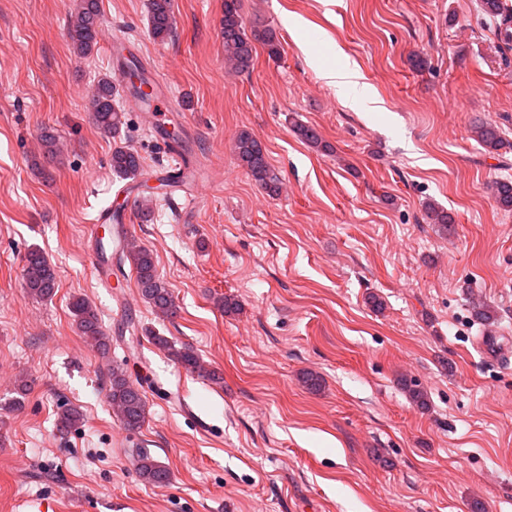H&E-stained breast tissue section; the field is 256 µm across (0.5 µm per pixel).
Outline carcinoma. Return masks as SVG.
Segmentation results:
<instances>
[{"mask_svg":"<svg viewBox=\"0 0 512 512\" xmlns=\"http://www.w3.org/2000/svg\"><path fill=\"white\" fill-rule=\"evenodd\" d=\"M149 34L164 42L175 33V19L172 0H148ZM481 11L495 21L496 29L505 23L512 25V8L504 0H480ZM101 10L99 0H74L70 13L67 37L77 56L89 55L97 45ZM221 33L224 39V66L233 73L249 71L254 66V41L260 40L266 45L268 55L280 57V42L275 30L271 28L247 29L242 14L241 0H224V15L221 19ZM86 110L99 132L105 136H115L126 125V105L120 86L112 81V76L100 78L88 95ZM295 134L305 143L324 152L330 151V145L323 142L315 128L297 123ZM473 138L485 151L494 154L501 149H511L512 142L505 138L499 126L490 121H481L472 127ZM40 167L55 162L62 153L59 138L45 130L40 138ZM233 150L239 165L255 184L268 195L276 196L281 189V181L268 161V153L263 142L249 129L237 131L233 139ZM112 173L119 178H134L143 171L142 158L138 152L126 147L116 146L110 158ZM489 190L505 210L512 209V180L503 177L493 181ZM425 217L431 224L448 228L454 223L453 216L447 211L428 204ZM119 261L130 265L135 273L141 298L149 305L161 321H170L177 316L171 289L157 274L152 250L128 243L121 238L116 240ZM23 281L27 295L36 299L52 297L57 288V273L45 253L39 248H31L24 257ZM71 312L75 327L84 343L105 356L110 351L111 340L102 328L97 308L86 298H77L71 302ZM151 340L167 351L184 369L210 381L217 382V372L205 367L198 355L189 347H176L168 337L160 333L146 331ZM108 400L120 424L128 431L140 429L148 415L147 402L141 391L130 381L126 370L120 365L112 366L108 376ZM83 421L82 412L74 406H63L58 413L57 426L67 433ZM135 470L146 484H163L169 481L170 471L157 457L144 448L136 452Z\"/></svg>","mask_w":512,"mask_h":512,"instance_id":"cac0c4a2","label":"carcinoma"}]
</instances>
